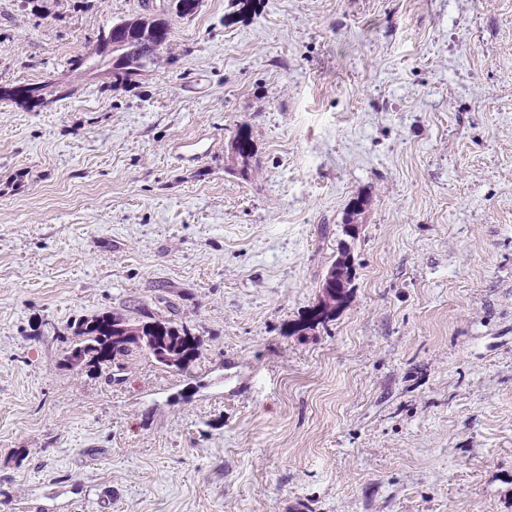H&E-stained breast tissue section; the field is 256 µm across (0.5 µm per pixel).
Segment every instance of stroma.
Returning a JSON list of instances; mask_svg holds the SVG:
<instances>
[{"mask_svg": "<svg viewBox=\"0 0 512 512\" xmlns=\"http://www.w3.org/2000/svg\"><path fill=\"white\" fill-rule=\"evenodd\" d=\"M43 2L0 87L169 0ZM105 311L200 354L70 368ZM0 512H512V0H202L138 85L0 101ZM233 158L240 159L244 165L252 158L254 146L249 133L243 128L239 129L228 146ZM350 282L351 276L348 274L344 283L339 284V288H337L336 279L334 276H329L327 285H329V288H334L335 291L333 295H327L322 291L321 303L314 314L315 317H319L314 319L316 322H324L336 312V305L339 306L344 302V298L346 296L345 289L348 288Z\"/></svg>", "mask_w": 512, "mask_h": 512, "instance_id": "1", "label": "stroma"}]
</instances>
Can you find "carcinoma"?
<instances>
[{
	"instance_id": "1",
	"label": "carcinoma",
	"mask_w": 512,
	"mask_h": 512,
	"mask_svg": "<svg viewBox=\"0 0 512 512\" xmlns=\"http://www.w3.org/2000/svg\"><path fill=\"white\" fill-rule=\"evenodd\" d=\"M120 23L126 26L128 41L116 49L118 63H113L104 54V39H98L96 51L99 62L89 64L83 58L75 61L74 70H91L99 65H110L112 87L129 86L138 83L149 65L154 62L157 54V33L163 39H169L170 22L164 16L142 14ZM231 155L248 164L252 158L254 146L249 133L239 129L228 146ZM351 282L346 278L344 283L335 289L334 294H322L321 303L315 312L316 322L329 319L336 307L344 302L345 289ZM65 331L75 337L68 355H79L89 368L125 370L122 363L133 349L148 351L162 366L182 372L197 358L201 341L194 336L188 326L172 320L155 319L153 321L131 323L113 313H101L90 318L76 319L66 325Z\"/></svg>"
}]
</instances>
